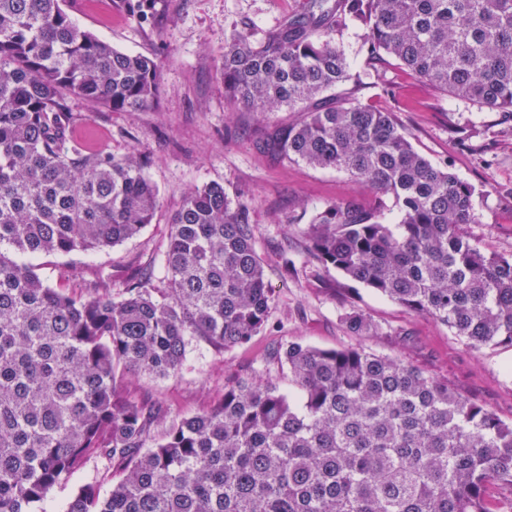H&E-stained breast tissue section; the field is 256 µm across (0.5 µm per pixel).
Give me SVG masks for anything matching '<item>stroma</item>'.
Listing matches in <instances>:
<instances>
[{
  "mask_svg": "<svg viewBox=\"0 0 512 512\" xmlns=\"http://www.w3.org/2000/svg\"><path fill=\"white\" fill-rule=\"evenodd\" d=\"M109 2L105 12L93 10L87 0H68L66 9L81 27L113 47L157 57L161 97L157 106L128 112L72 100L75 132L114 158L139 157L143 174L159 189L158 209L139 236L101 251L38 259V274L55 286L74 270L91 281L145 265L165 249L171 217L185 193L219 183L230 197L248 202L257 227L256 251L272 288L268 322L250 342L221 352L191 344L177 375L125 377L124 395L161 405L173 422L209 406L245 375L268 378L288 391L292 377L273 353L279 345L297 341L403 357L511 421L512 346L473 348L433 319L309 260L303 235L311 217L336 200L369 198L368 189L346 173L280 160L264 149L266 131L294 122L296 113L225 108L219 67L235 25L250 21L256 35H264L299 13L304 0H153L145 19L134 14L128 0ZM361 44V32L354 27L339 40L365 85L363 97L393 112L422 155L448 165L475 188L478 221L467 226L468 235L485 252L512 256V118L432 91L409 80L398 66H373ZM284 252L294 259L296 274L283 273ZM353 309L375 322L377 332L354 335L344 321ZM117 478L103 461H89L49 492L46 506L52 510L66 503L83 484L107 488Z\"/></svg>",
  "mask_w": 512,
  "mask_h": 512,
  "instance_id": "1",
  "label": "stroma"
}]
</instances>
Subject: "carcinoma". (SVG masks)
I'll use <instances>...</instances> for the list:
<instances>
[{"label":"carcinoma","instance_id":"obj_1","mask_svg":"<svg viewBox=\"0 0 512 512\" xmlns=\"http://www.w3.org/2000/svg\"><path fill=\"white\" fill-rule=\"evenodd\" d=\"M65 3L0 0V512H45L92 459L119 479L80 486L61 512H492L485 484L512 485V422L399 356L287 342L274 358L296 393L241 378L154 435L159 413L122 396L123 376L168 378L193 342H248L271 288L250 207L219 183L186 193L166 249L120 288L109 275L71 294L25 262L131 239L159 201L138 159L74 140L69 99L155 107L160 66L78 27ZM351 25L369 61L512 113V0H308L259 40L241 22L220 66L230 110L304 113L267 135L273 154L399 207L387 224L379 204H327L306 232L312 260L474 347L512 345V257L465 233L475 188L362 101L336 43ZM345 320L373 328L358 310Z\"/></svg>","mask_w":512,"mask_h":512}]
</instances>
